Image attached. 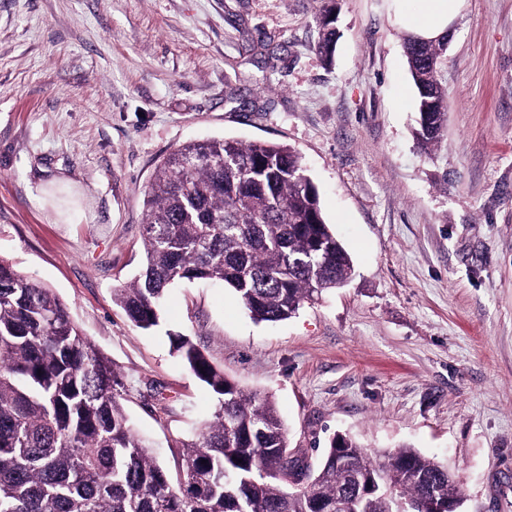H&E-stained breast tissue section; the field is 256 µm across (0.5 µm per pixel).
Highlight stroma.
<instances>
[{
    "mask_svg": "<svg viewBox=\"0 0 512 512\" xmlns=\"http://www.w3.org/2000/svg\"><path fill=\"white\" fill-rule=\"evenodd\" d=\"M321 7L0 0V259L68 305L168 472L216 404L171 352L184 334L273 396L292 447L407 445L448 466L461 512H512V0H467L428 151L390 0H336L330 65ZM212 138L294 148L356 274L277 323L183 282L139 329L112 293L142 267L144 191L164 156ZM333 18L330 11H325L319 18L320 37L317 43L318 53L328 63H332L336 46V29L333 27Z\"/></svg>",
    "mask_w": 512,
    "mask_h": 512,
    "instance_id": "stroma-1",
    "label": "stroma"
}]
</instances>
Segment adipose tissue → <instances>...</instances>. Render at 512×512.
<instances>
[{
	"mask_svg": "<svg viewBox=\"0 0 512 512\" xmlns=\"http://www.w3.org/2000/svg\"><path fill=\"white\" fill-rule=\"evenodd\" d=\"M464 7L465 0H391L396 21L426 40L452 33Z\"/></svg>",
	"mask_w": 512,
	"mask_h": 512,
	"instance_id": "ef3b65f1",
	"label": "adipose tissue"
}]
</instances>
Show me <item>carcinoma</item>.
<instances>
[{"instance_id":"1","label":"carcinoma","mask_w":512,"mask_h":512,"mask_svg":"<svg viewBox=\"0 0 512 512\" xmlns=\"http://www.w3.org/2000/svg\"><path fill=\"white\" fill-rule=\"evenodd\" d=\"M318 53L333 61L331 12ZM448 37L409 35L416 135L438 143L448 95L437 75ZM144 262L113 301L150 330L168 288L211 281L234 291L258 322H277L343 287L351 254L327 224L318 191L286 145L210 139L184 144L155 167L144 193ZM173 353L215 396L198 435L176 442L171 481L132 428L123 384L80 334L51 289L0 259V512H408L435 497L461 507L448 467L407 446L376 455L348 435L321 460L290 449L272 397L225 377L191 337Z\"/></svg>"}]
</instances>
